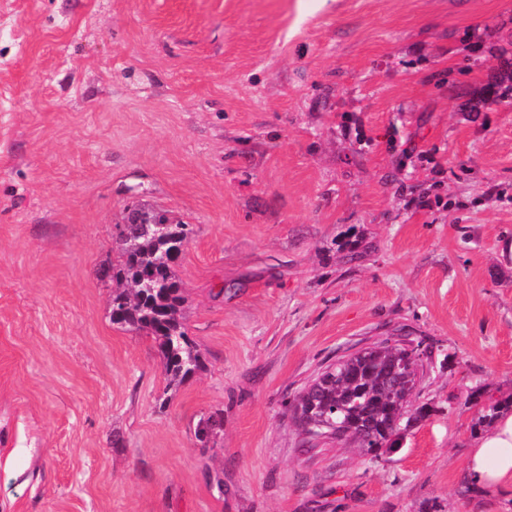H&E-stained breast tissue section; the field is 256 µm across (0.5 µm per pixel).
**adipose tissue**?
Instances as JSON below:
<instances>
[{"label": "adipose tissue", "mask_w": 512, "mask_h": 512, "mask_svg": "<svg viewBox=\"0 0 512 512\" xmlns=\"http://www.w3.org/2000/svg\"><path fill=\"white\" fill-rule=\"evenodd\" d=\"M473 486L493 492L512 485V413L501 412L475 437L467 460Z\"/></svg>", "instance_id": "adipose-tissue-1"}]
</instances>
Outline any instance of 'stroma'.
<instances>
[{"mask_svg":"<svg viewBox=\"0 0 512 512\" xmlns=\"http://www.w3.org/2000/svg\"><path fill=\"white\" fill-rule=\"evenodd\" d=\"M141 206L192 229L173 389L100 276ZM387 339L431 415L310 447L299 393ZM476 391L512 397V0H0V512H512ZM470 483L493 492L512 485V413L502 411L475 437L467 460Z\"/></svg>","mask_w":512,"mask_h":512,"instance_id":"1","label":"stroma"}]
</instances>
